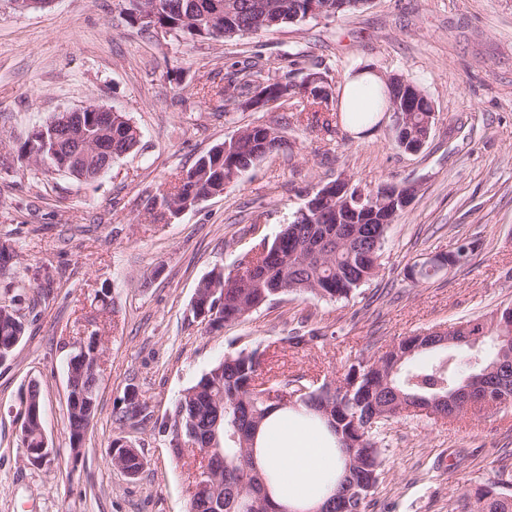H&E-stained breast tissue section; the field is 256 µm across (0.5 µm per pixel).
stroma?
Instances as JSON below:
<instances>
[{
  "mask_svg": "<svg viewBox=\"0 0 512 512\" xmlns=\"http://www.w3.org/2000/svg\"><path fill=\"white\" fill-rule=\"evenodd\" d=\"M128 0H53L25 11L0 0V239L16 241L22 290L7 289L26 332L0 363V512H187V468L170 446L172 404L225 354L262 343L267 376L342 379L350 364L402 338L512 303V0H371L333 20L309 17L231 41L142 28ZM305 55L296 82L324 76L341 95L357 70L415 82L435 115L416 153L396 148L390 120L326 140L291 109L218 106L211 92L228 59ZM95 102L140 133L135 152L79 183L17 158L57 113ZM277 127L292 150L272 153L222 196L154 218L150 196L172 189L201 156L242 128ZM373 188L416 183L390 225L376 279L347 301L290 294L242 320L209 328L192 309L212 269L235 272L258 238L274 239L308 193L338 176ZM477 242L468 266L415 286L407 266ZM315 330L298 346L286 336ZM102 348L98 409L80 452L67 420L68 363L79 337ZM42 398L49 462L31 464L20 402ZM144 418L112 422L127 390ZM144 467L112 466L115 438ZM385 477L367 512H448L460 495L512 473V406L478 417L411 416L392 424Z\"/></svg>",
  "mask_w": 512,
  "mask_h": 512,
  "instance_id": "1",
  "label": "stroma"
}]
</instances>
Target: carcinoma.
<instances>
[{
	"label": "carcinoma",
	"mask_w": 512,
	"mask_h": 512,
	"mask_svg": "<svg viewBox=\"0 0 512 512\" xmlns=\"http://www.w3.org/2000/svg\"><path fill=\"white\" fill-rule=\"evenodd\" d=\"M221 0H151L165 14L176 32L193 34L191 20L213 13ZM234 9L224 13L219 36L233 40L245 34L251 19L261 16L260 29L269 31L299 21L306 14L309 0H267L266 11L259 13L261 0H232ZM265 95L267 108L290 104L298 109L297 118H306L307 125L328 135L344 133L347 126L380 125V114L394 108L404 111L405 125L416 133L415 141L430 137L433 117L431 101L407 97L401 86L380 81L370 88L371 107L365 112H333L329 97H310L303 85L293 81L288 66H270L259 55L230 59L225 63L224 87L215 95L226 102L245 106L252 94ZM139 136L119 128L112 130V160L134 151ZM284 144L278 129L268 125L247 126L236 140L222 143L227 154L211 153L201 157L183 175L170 195L160 193L150 199L151 210L160 215L173 214V209L195 206L207 195H221L245 168L252 167L266 154L278 151ZM399 186L382 184L363 188L352 184L349 198L352 211L365 218L366 237L378 240L374 257L363 256L346 245L339 235L343 225L336 216H344L345 207L332 204L316 223L307 220L313 213L297 210L293 220L272 241H260L252 247L255 255L245 252L238 259L234 276L213 270L203 278L205 288L213 289L208 310L216 311L214 323L221 328L243 318L247 311L257 310L281 296L295 293L331 301L349 298L363 284L377 276L375 262L380 258L389 225L380 223L395 212L387 190ZM474 242L462 239L448 252L435 255L438 265L415 262L407 267L405 277L419 285L431 280L443 267L461 268L474 255ZM0 347L8 348L22 339L25 332L23 316L13 307L0 305ZM453 331L448 342L438 344L430 337L415 336L416 349L399 356L388 350L379 357L349 366L338 383L319 386L304 377L271 380L262 376L261 366L266 349L243 348L213 365L199 380L176 400L169 429L180 428L184 438H192L200 448L213 449L211 463L221 471V478L204 486L191 480L193 494L191 512H266L258 505V494L273 482V475L262 468L255 456L245 463L243 446L255 447L259 425L265 422L274 407L266 400L286 389L296 392L295 384L305 389L302 400L282 409L301 412L311 424L322 423L334 435L341 457L355 449L364 469L355 471V484L340 497L342 512H366L368 499L374 494L385 474V436L387 426L401 419L402 404L417 398L435 399L474 374L480 373L496 360L501 364L474 394L479 406L499 402L503 396L512 399V359L501 354V336L512 335V305L451 323ZM468 336L479 340L469 343ZM99 376L87 374L73 383L72 394H90L94 405L74 404L67 410L71 447L79 448L98 402ZM27 406L22 411L29 424V447L40 448L43 440L37 431L35 412L42 411L40 391L27 393ZM332 407L333 420L326 419L322 408ZM463 507L469 512H512V481L499 478L476 488L474 496H465Z\"/></svg>",
	"instance_id": "carcinoma-1"
}]
</instances>
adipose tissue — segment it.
I'll return each instance as SVG.
<instances>
[{
	"mask_svg": "<svg viewBox=\"0 0 512 512\" xmlns=\"http://www.w3.org/2000/svg\"><path fill=\"white\" fill-rule=\"evenodd\" d=\"M258 446L265 463L277 471V500L297 510L318 504L342 468L331 437L293 411L274 412Z\"/></svg>",
	"mask_w": 512,
	"mask_h": 512,
	"instance_id": "1",
	"label": "adipose tissue"
}]
</instances>
